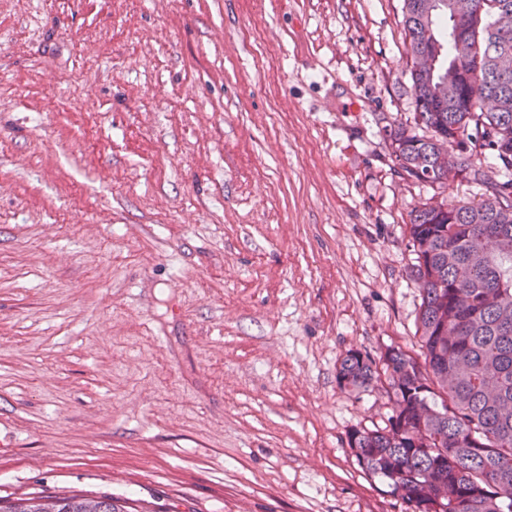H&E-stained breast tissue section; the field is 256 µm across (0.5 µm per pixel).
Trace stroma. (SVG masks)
I'll return each mask as SVG.
<instances>
[{
  "label": "stroma",
  "mask_w": 512,
  "mask_h": 512,
  "mask_svg": "<svg viewBox=\"0 0 512 512\" xmlns=\"http://www.w3.org/2000/svg\"><path fill=\"white\" fill-rule=\"evenodd\" d=\"M403 0H0V498L405 512L358 466L419 351ZM379 376L376 360L367 352L348 350L337 370V382L343 388H368Z\"/></svg>",
  "instance_id": "stroma-1"
}]
</instances>
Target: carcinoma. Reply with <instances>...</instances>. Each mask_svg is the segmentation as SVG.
Returning a JSON list of instances; mask_svg holds the SVG:
<instances>
[{
    "mask_svg": "<svg viewBox=\"0 0 512 512\" xmlns=\"http://www.w3.org/2000/svg\"><path fill=\"white\" fill-rule=\"evenodd\" d=\"M428 0H403L409 52L440 38L435 72H410L420 136L399 125L387 130L401 170L437 182L435 142L457 132L492 150L512 171V74L493 67L512 50V0H476L465 23ZM470 72L471 95L457 105L434 102L429 87L453 71ZM464 179L491 194L481 201L423 205L408 228L410 277L421 292V357L400 348L379 359L347 351L337 370L343 388H368L386 375L391 414L378 430L348 435L358 466L381 479L411 512H512V178L495 182L473 160ZM125 512L107 494L75 492L0 501V512Z\"/></svg>",
    "mask_w": 512,
    "mask_h": 512,
    "instance_id": "1",
    "label": "carcinoma"
}]
</instances>
